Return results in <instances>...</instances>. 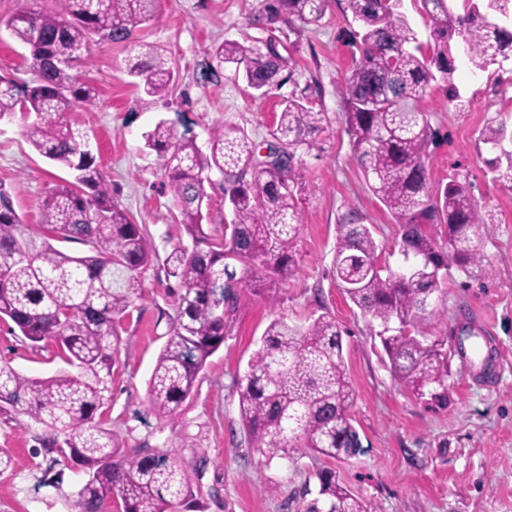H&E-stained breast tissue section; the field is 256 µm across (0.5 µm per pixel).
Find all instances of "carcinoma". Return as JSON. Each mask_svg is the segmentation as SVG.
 Segmentation results:
<instances>
[{"instance_id":"cac0c4a2","label":"carcinoma","mask_w":512,"mask_h":512,"mask_svg":"<svg viewBox=\"0 0 512 512\" xmlns=\"http://www.w3.org/2000/svg\"><path fill=\"white\" fill-rule=\"evenodd\" d=\"M37 0L7 20L11 36L30 51L28 84L0 78V120L23 114V136L46 160L71 172L41 202L40 228L24 224L10 193L0 186V320H10L32 343L56 342L68 368L30 378L0 364V402L22 409L46 429L45 453L70 449L88 478L79 489V512H102L111 493L120 512H179L193 496L177 450L127 452L119 439L94 421L112 383L122 323L143 298L140 270L153 257L143 229L112 196V185L95 165L89 135L68 114L92 107L96 91L73 74L96 43L125 42L133 84L163 98L175 77L171 59L150 43L134 40L137 28L160 20L157 0ZM256 26L276 23L318 26L328 0H262ZM359 30V57L340 87L346 131L370 190L401 224L399 265L378 266L381 250L371 227L355 209L337 224L333 272L338 287L377 324L376 337L394 378L419 399L448 407V349L428 335L427 321L445 296L449 264L476 265L484 254L477 226L484 223L477 201L456 178L432 184L426 152L432 131L417 108L431 83L446 86L448 101L460 100L453 82L451 41L480 71L512 54V0H419L432 43H418L398 12L401 0H347ZM219 64L259 94L282 82L288 63L272 41L265 49L226 41L214 49ZM326 113L305 95L284 101L270 129L267 149L279 161L260 159L262 146L240 129L214 128L202 152L194 138L164 121L145 135L163 160L169 188L180 205L188 242L167 258L176 281L174 316L147 389L151 410L172 418L192 395L208 358L230 332L238 289L270 292L292 274L303 224L296 170L302 153L323 131ZM503 126H488L483 144L494 182L512 189V154L498 149ZM218 176L214 180L211 175ZM228 200L232 220L221 234L202 221L210 192ZM445 228L448 247L427 232ZM86 247L82 256L54 248L45 232ZM353 390L343 356V331L323 313L301 325L275 319L265 330L248 370L238 381V405L248 445L269 458L305 456L340 459L361 449L349 408ZM316 491L303 512H377L374 505L339 484L335 472L317 469Z\"/></svg>"}]
</instances>
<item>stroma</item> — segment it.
Masks as SVG:
<instances>
[{
	"label": "stroma",
	"mask_w": 512,
	"mask_h": 512,
	"mask_svg": "<svg viewBox=\"0 0 512 512\" xmlns=\"http://www.w3.org/2000/svg\"><path fill=\"white\" fill-rule=\"evenodd\" d=\"M22 4L0 0V76L29 82V50L4 25ZM260 8L261 0H158L159 22L136 29L135 38L165 48L172 58L176 78L164 99L131 84L122 43L93 45L75 70L97 96L94 107L69 119L92 137L114 198L145 229L154 250L141 271L144 297L121 334L110 397L95 420L125 449H178L195 493L186 512H298L312 462L270 460L249 448L236 382L272 320L301 324L328 312L343 331L353 388L349 414L362 443L353 457L326 460L339 482L374 502L377 512H512V190L493 183L484 163L489 152L479 140L492 124L512 132V85L497 87L493 71H472L460 56L453 81L461 105L449 103L440 82L418 104L436 133L426 160L432 182L455 177L466 183L484 218L478 227L482 263L449 266L445 305L426 325L448 346V406L441 409L394 380L368 317L332 274L336 226L347 207L363 215L384 249L393 247L400 231L369 190L346 132L339 88L356 54L346 0H329L317 27L278 23L259 29L252 18ZM272 37L282 40L291 62L281 86L264 96L212 56L227 40L258 45ZM301 93L326 112L328 125L298 171L303 224L296 268L273 296L241 289L231 331L193 394L177 416L158 418L147 384L174 314L166 258L185 232L161 160L144 135L164 120L202 149L219 125L261 141L282 101ZM22 123L19 116L0 121V183L25 223L36 224L46 192L69 173L29 145ZM469 332L483 347L481 357L471 358L459 345ZM4 362L27 377H48L65 367L55 342L31 345L10 322H0ZM43 435L28 416L0 407V448L15 459L13 470L0 474V512H78L86 473L67 456L51 464L39 444Z\"/></svg>",
	"instance_id": "stroma-1"
}]
</instances>
